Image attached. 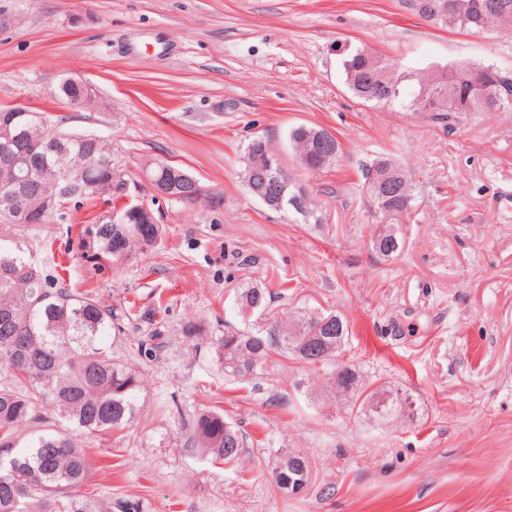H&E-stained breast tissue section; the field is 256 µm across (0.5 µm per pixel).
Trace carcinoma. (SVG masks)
<instances>
[{"instance_id": "cac0c4a2", "label": "carcinoma", "mask_w": 512, "mask_h": 512, "mask_svg": "<svg viewBox=\"0 0 512 512\" xmlns=\"http://www.w3.org/2000/svg\"><path fill=\"white\" fill-rule=\"evenodd\" d=\"M469 9L451 20L428 23L472 33L512 29V0H467ZM341 67L347 90L377 107H400L428 116L450 132L461 116L470 112H512V70L477 62L485 72L486 87L480 96L468 85L453 79L446 66L404 69L390 58L364 47H344ZM43 113L0 110V147L11 140L26 150L25 162L16 173L29 175L23 185L10 187L12 208H0V224L16 223L15 213H31V223L41 224L38 213L46 195H63L75 207L108 195L118 206L115 188L126 182L125 171L112 168V156L85 135L51 130ZM307 126L291 130L289 139L298 157L308 159L309 171L336 166L342 159L341 143L335 152L322 155L307 139ZM401 179L393 195L382 198L369 181L388 168ZM283 163L258 169L244 162L242 180L249 193L281 177ZM80 176V182L64 192V173ZM152 180L172 194H202L193 175L183 167L161 161L149 169ZM362 190L381 216L370 241L381 262H391L404 251L401 223L417 199L412 173L390 154L381 152L361 167ZM282 209L305 216L313 211L309 190L288 180L282 184ZM160 224H141L128 214V223L110 221L98 225V251L119 264L136 251L151 249L160 240ZM270 293L251 286L237 292V314L246 321L269 307ZM125 314L82 293L57 286L55 280L19 253L0 249V351L12 344L26 348L24 359L0 364L12 374L14 384L0 386V512H142L144 506L121 498H85L81 488L92 474L84 449L62 432L40 433L22 440L17 431L37 418L39 411H57L75 428L89 432L120 431L130 425L139 410L141 378L122 356L112 355L108 338L124 334ZM352 330L348 321L332 312H307L301 319H274L259 332L241 331L229 324L206 343L213 348L224 375L247 381L260 375L278 357L315 364L310 349H319L318 362L332 370L326 384L330 391L343 386L349 410H369L380 422L414 415L412 396L383 385L371 387L352 364L343 361ZM189 440L215 461L236 464L245 447L239 430L224 414L205 411L189 423ZM273 470L284 479L310 480V462L301 452L288 458V449L273 455Z\"/></svg>"}]
</instances>
